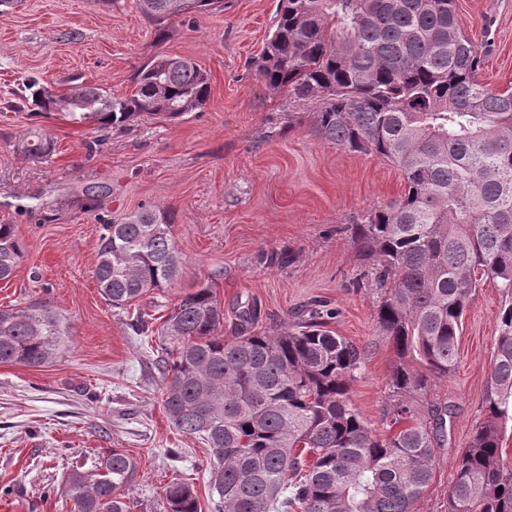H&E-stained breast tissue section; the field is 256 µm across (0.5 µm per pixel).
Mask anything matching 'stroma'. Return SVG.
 Listing matches in <instances>:
<instances>
[{
	"instance_id": "35a3bbf8",
	"label": "stroma",
	"mask_w": 512,
	"mask_h": 512,
	"mask_svg": "<svg viewBox=\"0 0 512 512\" xmlns=\"http://www.w3.org/2000/svg\"><path fill=\"white\" fill-rule=\"evenodd\" d=\"M277 5L224 0L223 12L175 18L161 44L136 0L109 10L94 0H17L0 12V224L15 225L26 246L14 276L0 281V309L47 301L70 329L52 365L0 364V512H72L68 473L95 472L115 448L140 464L124 491L132 512H157L165 487L179 479L194 484L201 512H211L209 450L174 430L162 407L159 341L135 336L96 286L101 229L80 208L91 186L102 187L109 215L143 204L172 210L183 269L161 299L174 304L216 280L225 335H236V314L248 304L257 308L260 332L288 326L313 299L335 309L330 330L365 351L351 400L382 431L396 356L376 326L384 290L350 226L397 198L402 176L374 156L321 141L315 103L260 79L256 62ZM456 12L482 52L484 84L512 87V0H457ZM159 51L208 73L202 111L174 120L143 116L99 133L62 113L10 106L29 75L61 92L83 82L131 94L134 72ZM33 126L54 137L53 155L18 152L19 136ZM94 139L91 155L85 144ZM271 252L283 263L269 264ZM500 305L496 285L485 282L465 315L453 376L415 402L424 416L436 402L454 407L417 512H448L455 458L483 419Z\"/></svg>"
}]
</instances>
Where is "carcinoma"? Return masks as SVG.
Segmentation results:
<instances>
[{
	"label": "carcinoma",
	"mask_w": 512,
	"mask_h": 512,
	"mask_svg": "<svg viewBox=\"0 0 512 512\" xmlns=\"http://www.w3.org/2000/svg\"><path fill=\"white\" fill-rule=\"evenodd\" d=\"M137 5L159 44L174 18L222 8L221 0ZM481 64L456 0H279L257 62L265 85L319 101L313 126L322 141L372 154L402 175V193L353 227L385 289L376 325L396 354L395 400L384 431L372 432L349 396L365 352L328 329L333 311L314 307L260 335L248 308L229 339L215 281L201 284L161 316L159 374L170 425L210 448L217 512H416L452 409L437 403L424 420L413 401L454 372L464 314L487 279L502 297L494 364L483 422L456 459L448 512H512V454L503 446L512 431V88L488 89ZM133 82L120 98L83 83L59 94L37 79L19 91L32 112H63L100 131L143 115L197 112L211 93L197 64L161 53ZM19 144L31 156L54 151L53 138L37 129ZM100 209L99 192L89 193L84 211L101 227L97 287L126 312L181 274L173 216L154 205L113 217ZM24 257L15 225L0 224V280L13 277ZM127 326L137 336L152 330L137 307ZM67 338L46 301L0 309V363L44 367ZM97 469L68 474L74 512H130L119 490L137 478V460L114 448ZM159 512H200L197 491L170 483Z\"/></svg>",
	"instance_id": "cac0c4a2"
}]
</instances>
